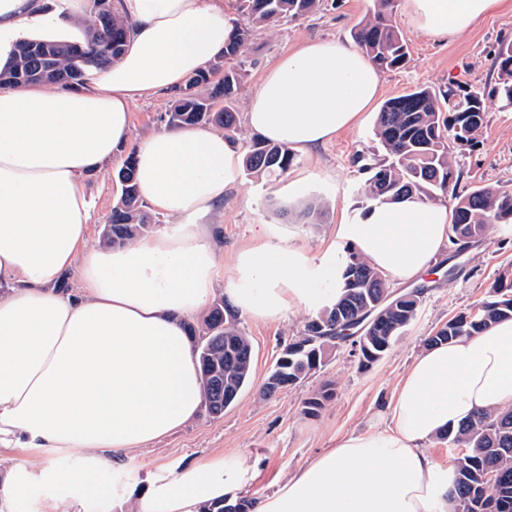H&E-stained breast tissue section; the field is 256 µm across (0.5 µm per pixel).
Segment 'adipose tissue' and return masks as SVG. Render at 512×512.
I'll list each match as a JSON object with an SVG mask.
<instances>
[{
    "label": "adipose tissue",
    "mask_w": 512,
    "mask_h": 512,
    "mask_svg": "<svg viewBox=\"0 0 512 512\" xmlns=\"http://www.w3.org/2000/svg\"><path fill=\"white\" fill-rule=\"evenodd\" d=\"M0 0V69L23 38L78 40L84 0ZM504 0H405L412 30L445 38ZM131 24L122 57L76 90L29 84L0 92V446L51 457L0 473V505L39 483L57 495L42 512H202L235 500L254 470L214 456L148 473L136 497L104 475L132 450L183 428L203 401L187 326L216 287L244 314L276 320L330 305L350 243L399 282L425 275L449 244L446 206L413 197L369 205L310 255L280 224L259 225L231 266L211 217L241 181L240 140L188 126L144 138L135 157L142 199L176 218L123 247L89 246V176L126 144L132 106L205 69L239 21L224 0H121ZM360 50L312 39L262 74L245 122L263 139L307 152L355 127L380 96ZM77 271L75 294L56 284ZM512 407V319L427 347L387 406V426L340 438L249 512H446L452 471L427 444L477 414Z\"/></svg>",
    "instance_id": "adipose-tissue-1"
}]
</instances>
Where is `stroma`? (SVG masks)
Returning a JSON list of instances; mask_svg holds the SVG:
<instances>
[{
  "instance_id": "obj_1",
  "label": "stroma",
  "mask_w": 512,
  "mask_h": 512,
  "mask_svg": "<svg viewBox=\"0 0 512 512\" xmlns=\"http://www.w3.org/2000/svg\"><path fill=\"white\" fill-rule=\"evenodd\" d=\"M370 0H324L321 8L290 23L254 34L246 48L248 72L237 95L236 109L245 113L247 101L264 70L300 43L314 38H334L351 43V29L366 14ZM394 20L408 44V60L398 69L381 72L384 98L390 99L428 86L439 93H483L486 118L474 141L456 149L454 168L459 176L457 194L475 186L512 189V107L503 106L495 89L499 78L492 67L493 54L502 41H512V5L489 15L470 29L448 38H436L411 30L404 10ZM171 93L139 100L132 109V134L123 152L105 164L88 181L93 207L92 239H99L121 186L116 172L127 153L145 136L167 130ZM379 105H372L364 121L337 134L325 146L297 153L282 178L243 174L240 186L224 198L214 216L222 241L224 265H231L242 245L247 224H285L296 230L310 254H319L333 240L343 214L364 211L369 201L361 188L367 178L354 161L383 158L374 136ZM300 180L302 193L289 200L292 180ZM316 205V217H304L307 205ZM512 282V232L493 228L489 236L464 252L446 248L423 276L424 290L415 321L378 361L363 364L353 341L340 342L327 355L323 367L296 386L275 396L262 395L263 383L276 358L289 341L299 336L313 313L289 311L277 321H257L239 315V328L253 345V370L249 385L218 418H198L166 438L128 454L108 480L130 490L145 486L147 472L172 468L217 455L237 456L258 471L243 494L266 495L293 470L309 463L340 437L377 422L414 359L427 347L448 319L467 312L488 296L495 281ZM331 385L333 396L318 416L302 413L308 395Z\"/></svg>"
}]
</instances>
